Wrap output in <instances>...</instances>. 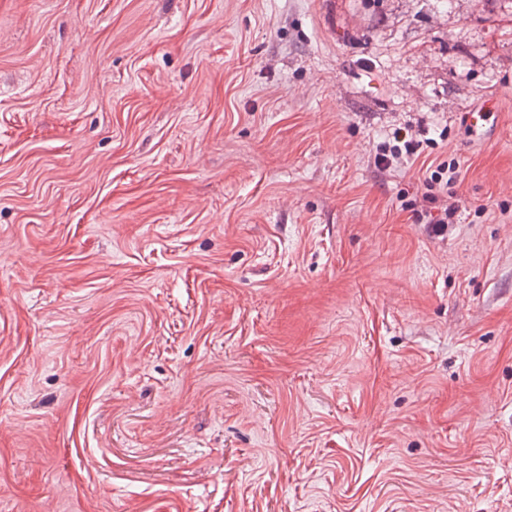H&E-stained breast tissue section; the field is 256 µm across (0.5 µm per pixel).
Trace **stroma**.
<instances>
[{
	"mask_svg": "<svg viewBox=\"0 0 512 512\" xmlns=\"http://www.w3.org/2000/svg\"><path fill=\"white\" fill-rule=\"evenodd\" d=\"M0 512H512V0H0ZM411 126L399 127L392 135L393 144L384 143L377 149L375 164L383 169L390 168L393 161H406L420 155V141L413 134ZM395 143V144H394ZM460 163L459 161H453L449 163L446 167L444 163H440L436 166V170L431 171L430 177L428 178L430 180L429 186L432 188L434 185H439L441 189V183L443 181V175L448 174L445 184L442 185V193L446 189V198L448 196V186L454 185L456 182H458L460 177Z\"/></svg>",
	"mask_w": 512,
	"mask_h": 512,
	"instance_id": "obj_1",
	"label": "stroma"
}]
</instances>
